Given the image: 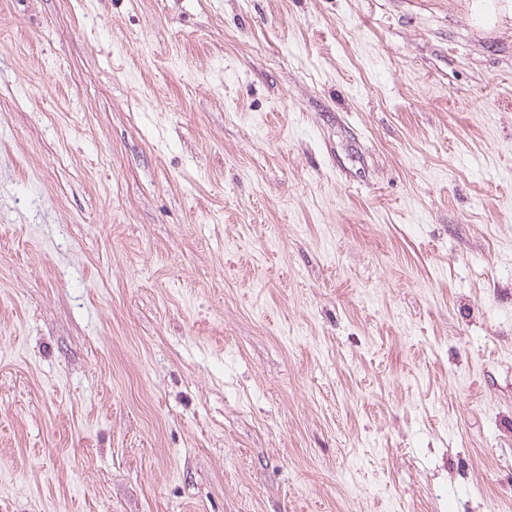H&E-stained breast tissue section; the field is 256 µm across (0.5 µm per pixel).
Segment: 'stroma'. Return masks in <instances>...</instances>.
<instances>
[{
  "mask_svg": "<svg viewBox=\"0 0 512 512\" xmlns=\"http://www.w3.org/2000/svg\"><path fill=\"white\" fill-rule=\"evenodd\" d=\"M0 0V512H512V0Z\"/></svg>",
  "mask_w": 512,
  "mask_h": 512,
  "instance_id": "1",
  "label": "stroma"
}]
</instances>
